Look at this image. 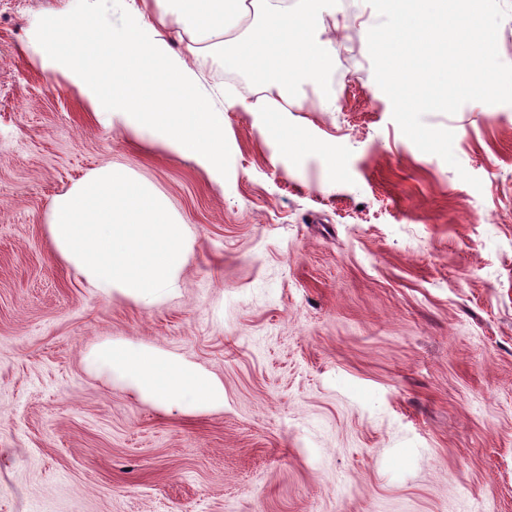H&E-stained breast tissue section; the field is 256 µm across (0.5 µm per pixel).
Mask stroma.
<instances>
[{
  "mask_svg": "<svg viewBox=\"0 0 512 512\" xmlns=\"http://www.w3.org/2000/svg\"><path fill=\"white\" fill-rule=\"evenodd\" d=\"M74 18L97 26L83 0H0V512H512V104L425 116L458 167L420 151L347 42L379 15L325 0L346 68L289 84V150L227 110L219 179L32 59ZM108 164L195 239L152 307L51 254L50 199ZM108 338L213 373L223 409L169 414L88 375Z\"/></svg>",
  "mask_w": 512,
  "mask_h": 512,
  "instance_id": "obj_1",
  "label": "stroma"
}]
</instances>
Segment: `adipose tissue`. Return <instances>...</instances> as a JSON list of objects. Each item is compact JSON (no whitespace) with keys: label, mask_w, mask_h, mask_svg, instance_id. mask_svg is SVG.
<instances>
[{"label":"adipose tissue","mask_w":512,"mask_h":512,"mask_svg":"<svg viewBox=\"0 0 512 512\" xmlns=\"http://www.w3.org/2000/svg\"><path fill=\"white\" fill-rule=\"evenodd\" d=\"M322 0H85L86 11L112 12L97 32L72 23L63 42L31 46L43 69L76 86L100 118H119L134 137H149L224 170V114L229 108L263 117L265 131L288 140V111L299 110L288 84L320 83L336 54L332 39L311 34ZM260 15L259 41L242 37ZM182 50H174L172 40ZM243 60L265 82L255 99H226L209 72ZM46 235L54 257L93 294H120L146 306L170 295L194 256L186 224L148 182L103 166L52 197ZM87 373L104 378L169 413L223 408L224 386L182 357L147 345L106 339L84 356Z\"/></svg>","instance_id":"adipose-tissue-1"}]
</instances>
